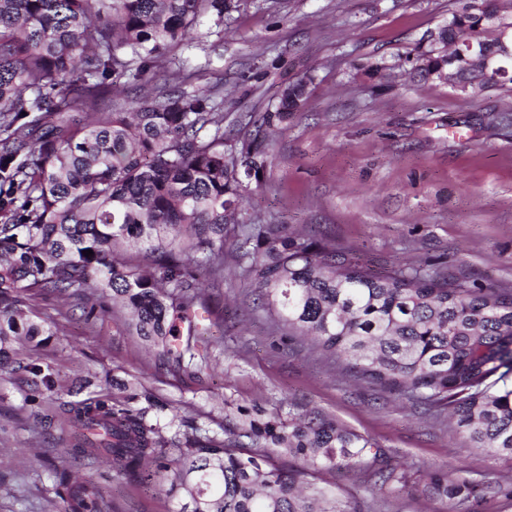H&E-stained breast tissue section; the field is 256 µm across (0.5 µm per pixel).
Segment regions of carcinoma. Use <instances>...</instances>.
Wrapping results in <instances>:
<instances>
[{
    "mask_svg": "<svg viewBox=\"0 0 512 512\" xmlns=\"http://www.w3.org/2000/svg\"><path fill=\"white\" fill-rule=\"evenodd\" d=\"M234 0H0V369L12 344L48 332L28 293L77 298L87 315L119 302L164 362L195 359L208 333L206 275L224 285V231L231 258L279 330L382 390L456 419L473 448L512 458V292L448 281L414 264L376 272L331 241L288 233L286 224L245 218L250 184L261 186L269 143L224 141L215 88L188 92L179 77L136 97L117 87L148 80L191 30L219 26ZM490 0H460L437 43L463 37L500 49L512 20ZM469 89L499 83L472 57L448 52ZM307 80L287 85L264 124L288 118ZM136 246L142 264L128 253ZM91 250L87 257L83 251ZM38 391L51 368L22 367ZM66 422L78 430L76 460L105 457L119 476L155 480L179 512H366L336 492L303 486L305 472L275 466L288 455L336 471L365 470L381 484L405 474L363 435L318 414L260 412L205 441H162L145 412L105 397L76 400ZM425 491L449 499L470 488L438 471ZM63 512H112V502L70 468L54 471Z\"/></svg>",
    "mask_w": 512,
    "mask_h": 512,
    "instance_id": "obj_1",
    "label": "carcinoma"
}]
</instances>
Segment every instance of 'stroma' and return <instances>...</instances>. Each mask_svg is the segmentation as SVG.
I'll list each match as a JSON object with an SVG mask.
<instances>
[{
  "label": "stroma",
  "mask_w": 512,
  "mask_h": 512,
  "mask_svg": "<svg viewBox=\"0 0 512 512\" xmlns=\"http://www.w3.org/2000/svg\"><path fill=\"white\" fill-rule=\"evenodd\" d=\"M235 2L223 26L203 20L175 64L186 90L221 85L225 137L273 143L248 217L331 240L377 271L414 263L512 290V84L463 92L413 68L458 0ZM302 77L299 108L267 133L264 113ZM211 295L219 324L199 338L184 372L163 364L114 310L90 320L79 301L30 296L57 334L16 346L13 357L51 366L56 383L37 395L23 374L0 371V512H60L52 471L69 465L101 487L112 512H175L156 482L115 477L101 459L73 462L60 417L82 379L90 395L146 409L147 424L168 438L221 440L226 420L258 411L327 416L384 448L408 488L393 493L371 474L313 466L306 480L373 512H512L500 492L512 484V459L469 447L448 416L355 381L283 337L232 260ZM430 471L468 477L481 491L428 495Z\"/></svg>",
  "instance_id": "1"
}]
</instances>
